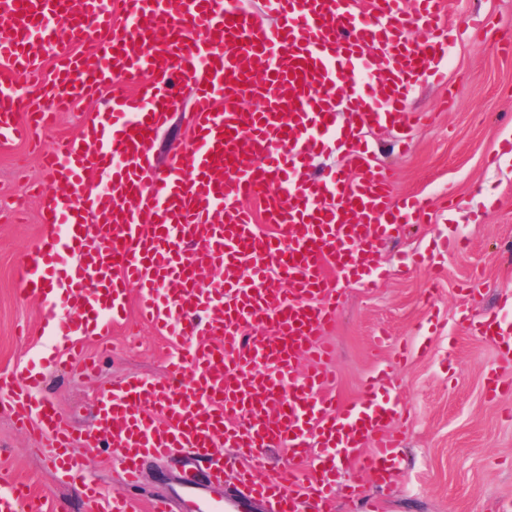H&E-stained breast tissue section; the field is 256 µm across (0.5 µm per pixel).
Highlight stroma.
I'll list each match as a JSON object with an SVG mask.
<instances>
[{"mask_svg":"<svg viewBox=\"0 0 512 512\" xmlns=\"http://www.w3.org/2000/svg\"><path fill=\"white\" fill-rule=\"evenodd\" d=\"M443 20L452 45L442 79H425L409 109L434 115L414 129L408 149L396 130L377 133L372 149L391 174L399 198L433 204L430 224H404L376 254V285L333 281L343 301L329 338L336 349L335 392L348 403L380 362L411 341L416 350L391 374L406 408L395 421L405 433L399 475L383 494V512H512V395L490 398L486 377L496 371L512 382V357L472 333L464 309L512 322V0H445ZM96 101L60 113L56 125L27 144H0V372L36 367L41 394L83 437L96 422L99 387L128 376L156 378L177 351L157 327L139 323L112 330L108 349L87 345L98 360L95 380L56 364L67 344L52 312L21 289L24 265L44 233L30 184L44 180L36 151L61 136L76 135ZM462 249L442 254V278L416 264L447 235ZM35 436L20 432L0 413V467L12 469L35 495L52 494L69 512H85L81 489L59 482ZM184 477L179 460H145L134 512L171 492Z\"/></svg>","mask_w":512,"mask_h":512,"instance_id":"stroma-1","label":"stroma"}]
</instances>
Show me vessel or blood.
Returning <instances> with one entry per match:
<instances>
[{"instance_id":"vessel-or-blood-1","label":"vessel or blood","mask_w":512,"mask_h":512,"mask_svg":"<svg viewBox=\"0 0 512 512\" xmlns=\"http://www.w3.org/2000/svg\"><path fill=\"white\" fill-rule=\"evenodd\" d=\"M0 0V144L24 142L85 97L105 100L82 131L41 158L55 183L47 227L22 276L31 297L73 310L83 340L98 342L126 318L130 284L140 313L180 342L161 379L131 377L98 394L95 429L75 441L69 423L36 393L35 371L0 373V399L32 427L63 481L81 485L91 512H131L145 458L186 452L183 495L195 512H328L335 482L360 498L365 474L388 486L402 439V410L377 369L365 393L337 404L327 385L335 352L333 278L366 280L388 217L428 205L397 202L364 131L427 123L408 112L414 85L439 75L449 50L441 0L416 14L399 0H262L263 25L242 0ZM422 39L408 36L411 28ZM51 77H44L46 58ZM35 96L21 103L14 80ZM189 146L155 172L152 147L180 105ZM265 99L261 111L246 98ZM343 164L307 177L311 156ZM259 203V212L244 206ZM89 238L81 263L61 269L69 245ZM222 275L200 281L202 270ZM307 356L306 370L297 359ZM116 445L122 489L103 498L81 446ZM233 455H225V448ZM270 448L288 472L258 476ZM235 469L245 498L210 497ZM0 512H65L0 468Z\"/></svg>"}]
</instances>
